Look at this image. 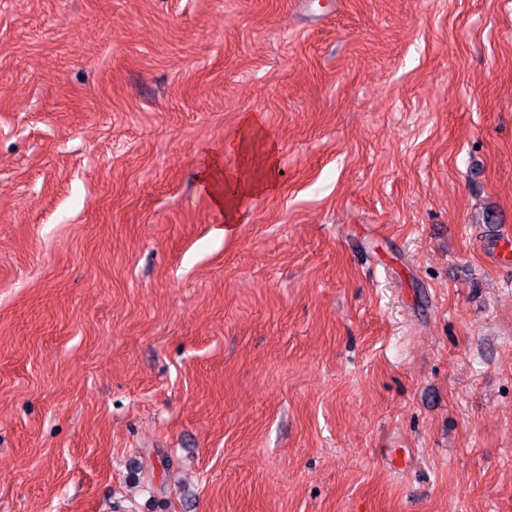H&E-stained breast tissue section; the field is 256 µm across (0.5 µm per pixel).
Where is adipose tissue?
<instances>
[{
    "mask_svg": "<svg viewBox=\"0 0 512 512\" xmlns=\"http://www.w3.org/2000/svg\"><path fill=\"white\" fill-rule=\"evenodd\" d=\"M262 119L254 113L245 114L240 122L239 137L231 146L238 153L241 165L226 168L223 150L206 154L200 172L202 190L212 206L223 213L225 229H233L240 220L243 203L252 197L273 191L277 186L279 159L277 148L265 142L260 157H253L249 148L251 140L263 136Z\"/></svg>",
    "mask_w": 512,
    "mask_h": 512,
    "instance_id": "obj_1",
    "label": "adipose tissue"
}]
</instances>
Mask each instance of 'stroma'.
<instances>
[{"label": "stroma", "instance_id": "1", "mask_svg": "<svg viewBox=\"0 0 512 512\" xmlns=\"http://www.w3.org/2000/svg\"><path fill=\"white\" fill-rule=\"evenodd\" d=\"M506 231L512 0H0V512H512ZM256 136L265 140L262 119L257 114L247 113L241 119L237 141L208 152L202 163L201 188L210 199L211 205L224 213V235L239 222L241 207L247 199L269 193L277 186L279 159L277 148L270 141L264 142L262 154L256 160L261 167V175L256 178L245 177V172L254 163L248 145ZM226 151L238 153L241 160L239 168L224 167Z\"/></svg>", "mask_w": 512, "mask_h": 512}]
</instances>
